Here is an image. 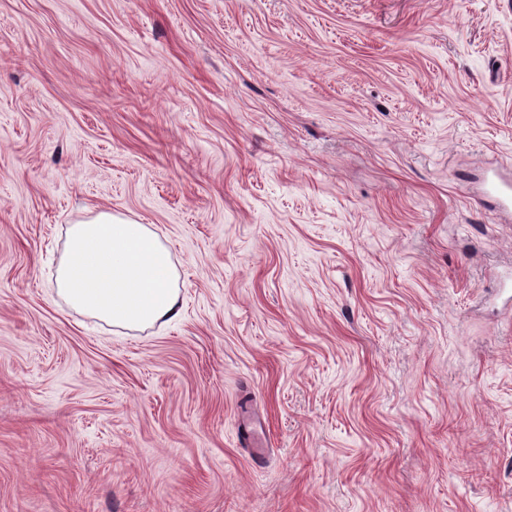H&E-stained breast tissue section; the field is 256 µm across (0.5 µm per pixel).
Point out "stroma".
Returning a JSON list of instances; mask_svg holds the SVG:
<instances>
[{
  "label": "stroma",
  "instance_id": "stroma-1",
  "mask_svg": "<svg viewBox=\"0 0 512 512\" xmlns=\"http://www.w3.org/2000/svg\"><path fill=\"white\" fill-rule=\"evenodd\" d=\"M494 172L512 0H0V512H512ZM100 212L174 319L58 295Z\"/></svg>",
  "mask_w": 512,
  "mask_h": 512
}]
</instances>
